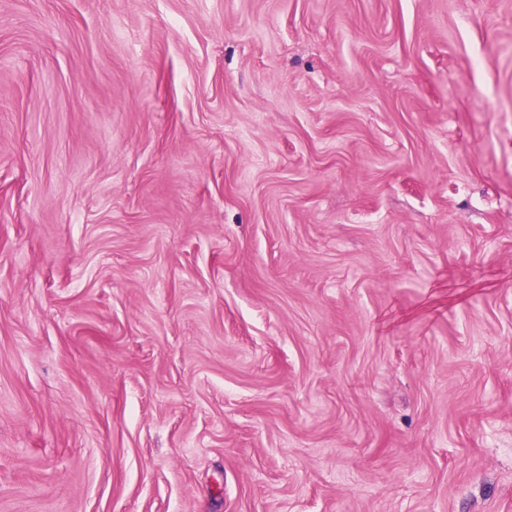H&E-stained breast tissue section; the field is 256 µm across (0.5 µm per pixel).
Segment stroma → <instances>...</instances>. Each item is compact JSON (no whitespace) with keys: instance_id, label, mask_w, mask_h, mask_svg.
<instances>
[{"instance_id":"stroma-1","label":"stroma","mask_w":512,"mask_h":512,"mask_svg":"<svg viewBox=\"0 0 512 512\" xmlns=\"http://www.w3.org/2000/svg\"><path fill=\"white\" fill-rule=\"evenodd\" d=\"M0 512H512V0H0Z\"/></svg>"}]
</instances>
